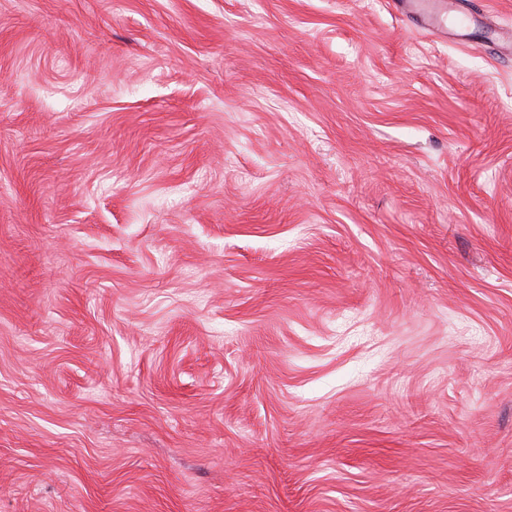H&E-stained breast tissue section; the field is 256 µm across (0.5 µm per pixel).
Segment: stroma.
<instances>
[{"label": "stroma", "instance_id": "35a3bbf8", "mask_svg": "<svg viewBox=\"0 0 512 512\" xmlns=\"http://www.w3.org/2000/svg\"><path fill=\"white\" fill-rule=\"evenodd\" d=\"M0 0V512H512V0Z\"/></svg>", "mask_w": 512, "mask_h": 512}]
</instances>
